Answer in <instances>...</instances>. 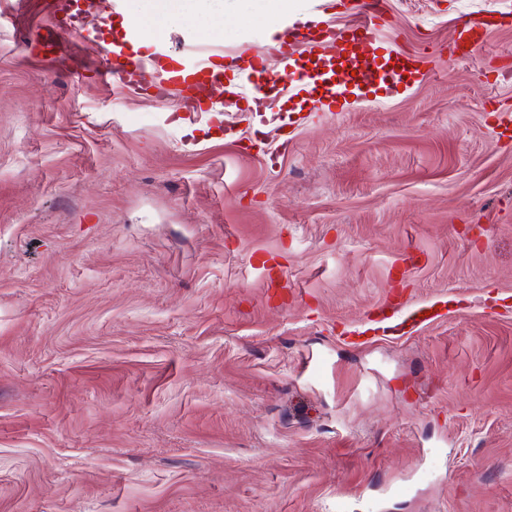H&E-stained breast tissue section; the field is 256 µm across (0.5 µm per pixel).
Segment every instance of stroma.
I'll return each instance as SVG.
<instances>
[{
	"mask_svg": "<svg viewBox=\"0 0 512 512\" xmlns=\"http://www.w3.org/2000/svg\"><path fill=\"white\" fill-rule=\"evenodd\" d=\"M52 2L0 0V512H512V0H387L379 62L424 63L333 113L262 0L220 33L100 0L88 40ZM134 27L266 62V113L230 67L191 120L113 90ZM387 301L440 316L366 331Z\"/></svg>",
	"mask_w": 512,
	"mask_h": 512,
	"instance_id": "35a3bbf8",
	"label": "stroma"
}]
</instances>
